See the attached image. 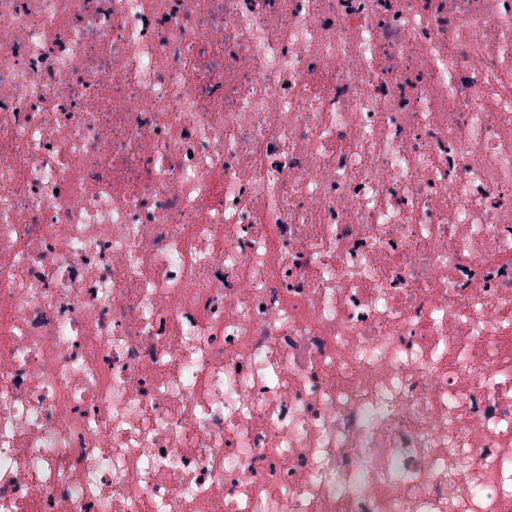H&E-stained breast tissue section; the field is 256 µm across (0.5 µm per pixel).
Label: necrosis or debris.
Here are the masks:
<instances>
[{
    "mask_svg": "<svg viewBox=\"0 0 512 512\" xmlns=\"http://www.w3.org/2000/svg\"><path fill=\"white\" fill-rule=\"evenodd\" d=\"M0 512H512V0H0Z\"/></svg>",
    "mask_w": 512,
    "mask_h": 512,
    "instance_id": "1",
    "label": "necrosis or debris"
}]
</instances>
